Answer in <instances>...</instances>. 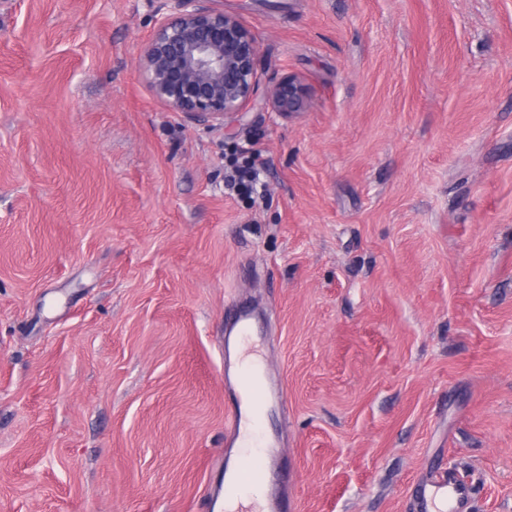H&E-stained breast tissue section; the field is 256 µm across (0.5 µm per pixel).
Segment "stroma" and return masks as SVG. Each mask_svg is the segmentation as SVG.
Wrapping results in <instances>:
<instances>
[{"label":"stroma","instance_id":"stroma-1","mask_svg":"<svg viewBox=\"0 0 512 512\" xmlns=\"http://www.w3.org/2000/svg\"><path fill=\"white\" fill-rule=\"evenodd\" d=\"M208 4L259 49L220 122L139 74L171 0H0V512H208L231 300L299 512H410L449 464L512 512V0ZM266 102L281 114L301 112L307 104V89L297 78L288 77L269 90ZM261 171L262 168L255 159L247 158L242 164L233 167L227 185L232 191L252 198L253 194L258 192V186L263 188Z\"/></svg>","mask_w":512,"mask_h":512}]
</instances>
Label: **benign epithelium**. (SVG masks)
Wrapping results in <instances>:
<instances>
[{"label":"benign epithelium","mask_w":512,"mask_h":512,"mask_svg":"<svg viewBox=\"0 0 512 512\" xmlns=\"http://www.w3.org/2000/svg\"><path fill=\"white\" fill-rule=\"evenodd\" d=\"M156 18L139 58V71L153 96L167 110L190 119L220 121L243 112L259 87L258 46L240 19L204 5L206 0H172ZM270 108L301 112L307 89L294 78L269 90Z\"/></svg>","instance_id":"benign-epithelium-1"}]
</instances>
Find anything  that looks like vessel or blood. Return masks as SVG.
Listing matches in <instances>:
<instances>
[{
  "label": "vessel or blood",
  "mask_w": 512,
  "mask_h": 512,
  "mask_svg": "<svg viewBox=\"0 0 512 512\" xmlns=\"http://www.w3.org/2000/svg\"><path fill=\"white\" fill-rule=\"evenodd\" d=\"M250 310H236L224 324V390L230 397L224 413L225 445L230 454L226 465L228 476L238 486L265 490L264 505L258 512H295L291 498L272 493L275 471L269 461L276 454V443L270 440L262 421L244 428L242 398H249L253 411H261L278 400L282 387L267 383L252 358L254 338L258 335ZM477 496V483L463 478L455 468L431 475L419 483L411 495L414 512H470Z\"/></svg>",
  "instance_id": "b4317fda"
}]
</instances>
